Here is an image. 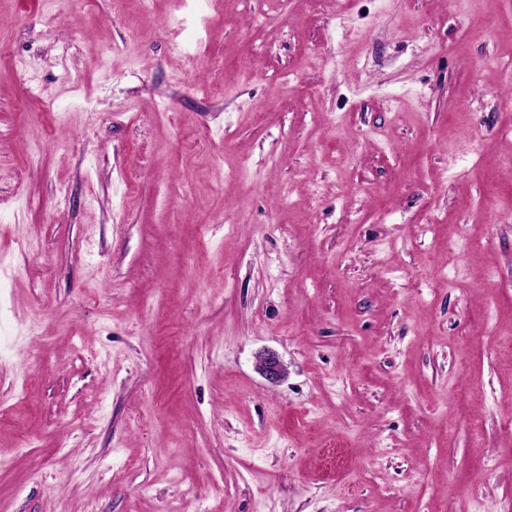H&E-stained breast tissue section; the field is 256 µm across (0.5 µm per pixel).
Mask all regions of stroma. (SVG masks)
<instances>
[{"label":"stroma","instance_id":"35a3bbf8","mask_svg":"<svg viewBox=\"0 0 512 512\" xmlns=\"http://www.w3.org/2000/svg\"><path fill=\"white\" fill-rule=\"evenodd\" d=\"M113 2L0 0V512H512V0ZM258 371L270 382H277L285 374V367L277 353L266 351L257 358Z\"/></svg>","mask_w":512,"mask_h":512}]
</instances>
